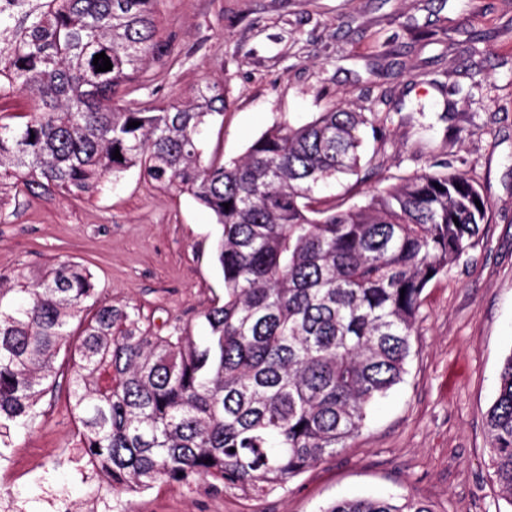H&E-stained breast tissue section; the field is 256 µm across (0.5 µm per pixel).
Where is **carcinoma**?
Returning a JSON list of instances; mask_svg holds the SVG:
<instances>
[{"label":"carcinoma","mask_w":512,"mask_h":512,"mask_svg":"<svg viewBox=\"0 0 512 512\" xmlns=\"http://www.w3.org/2000/svg\"><path fill=\"white\" fill-rule=\"evenodd\" d=\"M156 3L0 0V100L34 103L23 125L0 123V183L79 195L137 168L188 194L221 226L224 298L203 314L206 335L175 324L162 336L136 306L98 298L83 265L59 264L33 285L0 273V447L40 416L62 353L80 447L114 491L206 479L269 493L348 447L403 380L422 293L475 245L488 203L446 163L363 203L317 197L371 163L362 134L383 123L377 112L333 106L273 126L239 158L205 155L204 129L228 107L223 87L119 103L167 63ZM101 52L106 72L93 65ZM486 426L512 506V353ZM322 512L433 510L391 495Z\"/></svg>","instance_id":"carcinoma-1"}]
</instances>
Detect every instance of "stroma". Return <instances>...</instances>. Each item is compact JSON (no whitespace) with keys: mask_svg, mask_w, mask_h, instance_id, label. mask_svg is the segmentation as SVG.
<instances>
[{"mask_svg":"<svg viewBox=\"0 0 512 512\" xmlns=\"http://www.w3.org/2000/svg\"><path fill=\"white\" fill-rule=\"evenodd\" d=\"M171 39L164 73L122 100L172 101L217 82L229 101L207 151L230 160L273 125L300 126L329 101L386 113L366 150L388 175L445 161L489 205L478 242L422 294L402 383L350 448L267 494L209 482L116 494L77 442L68 394L0 450V498L15 512H320L359 495H414L434 512H512L493 482L485 416L512 352V0H158ZM439 85H432L431 77ZM214 216L127 171L92 195L0 187V272L35 281L88 267L98 292L140 308L158 333L203 335L224 293Z\"/></svg>","mask_w":512,"mask_h":512,"instance_id":"35a3bbf8","label":"stroma"}]
</instances>
